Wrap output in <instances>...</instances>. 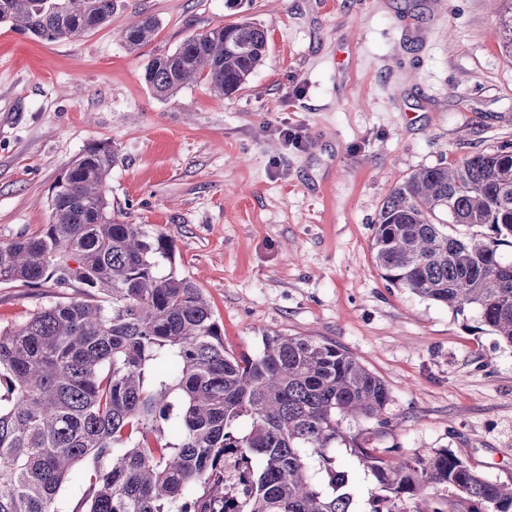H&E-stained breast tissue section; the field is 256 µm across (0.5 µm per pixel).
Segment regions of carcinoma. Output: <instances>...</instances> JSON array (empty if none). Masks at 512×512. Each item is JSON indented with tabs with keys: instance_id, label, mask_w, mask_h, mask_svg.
<instances>
[{
	"instance_id": "cac0c4a2",
	"label": "carcinoma",
	"mask_w": 512,
	"mask_h": 512,
	"mask_svg": "<svg viewBox=\"0 0 512 512\" xmlns=\"http://www.w3.org/2000/svg\"><path fill=\"white\" fill-rule=\"evenodd\" d=\"M124 0H0V23L41 39L101 28ZM143 14L120 33L148 45ZM512 54V6L499 16ZM264 28L240 21L152 57L143 79L161 98L200 82L230 97L260 66ZM118 153L89 144L59 177L50 222L0 243V283L81 288L0 328V512H60L59 495L87 467L72 512H361L342 444L375 485L366 512H423L443 486L448 512H512V484L448 450L403 456L370 446L350 422L388 423L384 382L331 343L264 335L251 355L224 330L171 241L112 218L106 185ZM457 226L489 227L461 236ZM376 266L395 288L476 311L512 347V151L476 153L398 181L374 224Z\"/></svg>"
}]
</instances>
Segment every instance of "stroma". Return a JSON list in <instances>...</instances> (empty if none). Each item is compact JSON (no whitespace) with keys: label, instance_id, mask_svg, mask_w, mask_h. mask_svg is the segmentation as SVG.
Masks as SVG:
<instances>
[{"label":"stroma","instance_id":"35a3bbf8","mask_svg":"<svg viewBox=\"0 0 512 512\" xmlns=\"http://www.w3.org/2000/svg\"><path fill=\"white\" fill-rule=\"evenodd\" d=\"M126 3L57 41L0 24V242L49 223L63 169L109 142L114 217L169 235L227 348L257 352L267 333L335 344L389 390L388 425L358 424L373 447L448 449L512 484V347L475 312L390 286L372 250L398 179L512 147L501 0H250L240 14L224 0ZM142 13L158 33L132 52L119 32ZM243 17L268 48L238 92L153 95V55ZM76 294L2 283L0 327Z\"/></svg>","mask_w":512,"mask_h":512}]
</instances>
